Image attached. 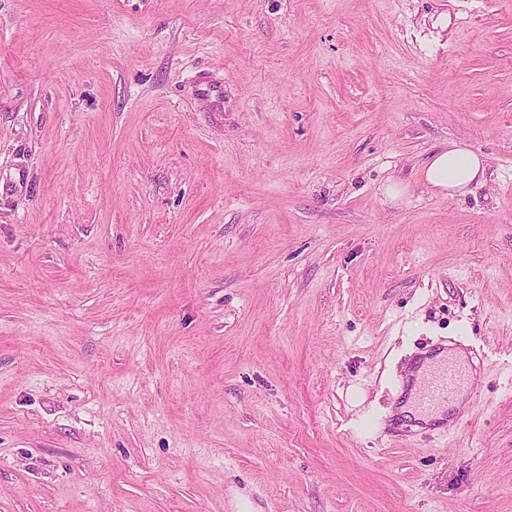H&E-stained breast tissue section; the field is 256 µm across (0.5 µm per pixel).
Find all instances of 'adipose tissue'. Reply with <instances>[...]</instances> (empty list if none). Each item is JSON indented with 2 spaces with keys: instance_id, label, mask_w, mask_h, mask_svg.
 <instances>
[{
  "instance_id": "adipose-tissue-1",
  "label": "adipose tissue",
  "mask_w": 512,
  "mask_h": 512,
  "mask_svg": "<svg viewBox=\"0 0 512 512\" xmlns=\"http://www.w3.org/2000/svg\"><path fill=\"white\" fill-rule=\"evenodd\" d=\"M485 169L483 156L468 146L453 143L433 153L423 169V177L449 196H463L482 185Z\"/></svg>"
}]
</instances>
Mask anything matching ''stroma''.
Segmentation results:
<instances>
[{"label":"stroma","instance_id":"stroma-1","mask_svg":"<svg viewBox=\"0 0 512 512\" xmlns=\"http://www.w3.org/2000/svg\"><path fill=\"white\" fill-rule=\"evenodd\" d=\"M510 363L512 0H0V512H512ZM486 163L468 146L452 143L433 153L423 169L424 180L448 197L463 196L482 185ZM472 376L454 360L445 358L433 366L415 397V406L422 415L443 405H450Z\"/></svg>","mask_w":512,"mask_h":512}]
</instances>
